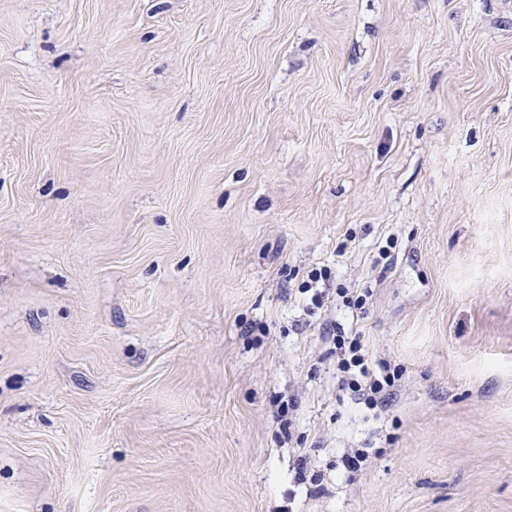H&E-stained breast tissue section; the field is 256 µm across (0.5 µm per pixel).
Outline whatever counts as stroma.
<instances>
[{
	"label": "stroma",
	"mask_w": 512,
	"mask_h": 512,
	"mask_svg": "<svg viewBox=\"0 0 512 512\" xmlns=\"http://www.w3.org/2000/svg\"><path fill=\"white\" fill-rule=\"evenodd\" d=\"M0 512H512V0H0ZM323 329L328 335H333L336 342L339 390H349L359 400H363L368 409L383 406L393 395L395 371H391L385 360L369 355L356 329L351 330L353 336H343L344 332L334 322L326 323Z\"/></svg>",
	"instance_id": "35a3bbf8"
}]
</instances>
